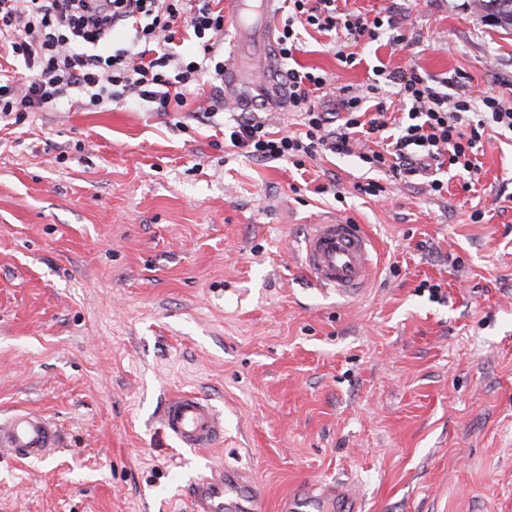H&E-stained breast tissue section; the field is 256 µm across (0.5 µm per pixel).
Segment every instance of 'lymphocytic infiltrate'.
Segmentation results:
<instances>
[{
  "label": "lymphocytic infiltrate",
  "instance_id": "obj_1",
  "mask_svg": "<svg viewBox=\"0 0 512 512\" xmlns=\"http://www.w3.org/2000/svg\"><path fill=\"white\" fill-rule=\"evenodd\" d=\"M212 0H0V58L23 62L27 76L0 66V119L23 122L71 97L102 109L123 100L154 104L156 111L185 106L199 81L224 78V16ZM278 35L282 59H291L299 31L313 27L344 40H378L384 23L344 12L336 0H287ZM122 31L127 47L104 53L100 43ZM288 104L304 133L275 136L264 121L239 115L227 128L231 146L258 161L284 160L303 168L318 151L354 155L369 169L402 181L418 163L447 160L450 169L476 175L474 160L487 124L512 132V104L493 97H455L436 81L409 69L390 75L408 111L382 150L358 135L386 130L383 103L344 89L343 116L320 111L310 93L327 75L288 68Z\"/></svg>",
  "mask_w": 512,
  "mask_h": 512
}]
</instances>
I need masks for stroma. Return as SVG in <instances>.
<instances>
[{"instance_id": "35a3bbf8", "label": "stroma", "mask_w": 512, "mask_h": 512, "mask_svg": "<svg viewBox=\"0 0 512 512\" xmlns=\"http://www.w3.org/2000/svg\"><path fill=\"white\" fill-rule=\"evenodd\" d=\"M475 3L348 0L392 27L353 66L313 29L293 58L330 77L325 112L378 68L511 100L512 35ZM223 95L0 121V420L58 430L40 461L0 449V512H189L188 485L226 466L262 486L263 512L334 481L363 512H512V136L486 130L471 190L458 175L437 197L415 175L370 199L357 157L299 172L225 143L224 112L195 118ZM325 215L376 246L358 300L291 252ZM185 392L223 415L220 445L165 429Z\"/></svg>"}]
</instances>
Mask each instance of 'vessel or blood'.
<instances>
[{"label":"vessel or blood","mask_w":512,"mask_h":512,"mask_svg":"<svg viewBox=\"0 0 512 512\" xmlns=\"http://www.w3.org/2000/svg\"><path fill=\"white\" fill-rule=\"evenodd\" d=\"M233 2L236 21L249 26L254 40L251 49L245 50V57L274 59L272 32L277 0ZM224 91L226 99L241 106L267 93L265 83L256 80L253 71L230 66L224 69ZM299 264L322 289L352 301L365 294L375 270L370 239L358 225L340 217L323 218L312 224L300 247ZM163 419L169 433L184 448H212L224 438L215 407L192 394L171 400ZM57 439L58 431L52 422L28 411L15 412L0 421V446L24 457L44 456ZM322 495L331 501L334 512L362 510L346 485L327 487ZM188 501L190 512H262L263 491L246 472L228 469L218 477L204 475L197 479L188 489Z\"/></svg>","instance_id":"vessel-or-blood-1"}]
</instances>
